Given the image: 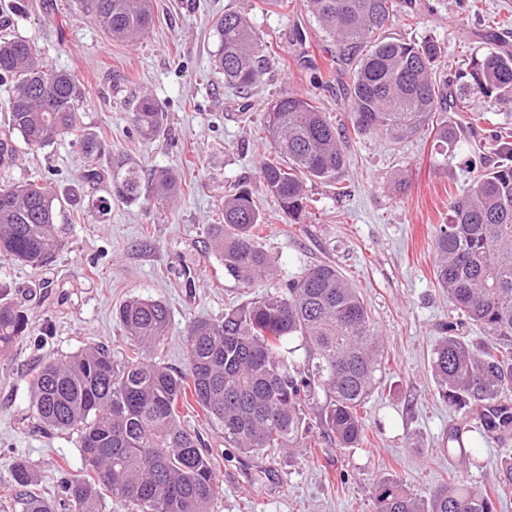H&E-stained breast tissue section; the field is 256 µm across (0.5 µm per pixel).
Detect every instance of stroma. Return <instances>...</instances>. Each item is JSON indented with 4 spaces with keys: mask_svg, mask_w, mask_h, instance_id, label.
Segmentation results:
<instances>
[{
    "mask_svg": "<svg viewBox=\"0 0 512 512\" xmlns=\"http://www.w3.org/2000/svg\"><path fill=\"white\" fill-rule=\"evenodd\" d=\"M15 2L0 0V36L29 40L49 67L74 76L83 92L81 128L137 161L145 175L169 169L181 189L169 203L113 202L101 224L69 214L72 230L50 267L0 257V286L30 319L29 333L0 354V475L25 459L48 498L57 494L60 472L85 478L76 437L36 428L30 376L43 361L100 341L126 349L115 311L129 298L165 302L168 340L156 358L179 369L193 320L222 318L258 291L274 292L328 263L361 292L387 356L364 406L366 436L342 449L317 433L302 451L246 458L196 403L186 404L181 420L198 433L222 486L211 512H374L373 485L391 476L422 499L453 477L494 493L495 512H512V485L504 484L500 467L512 433L486 439L477 463L449 456L448 429L463 415L439 396L430 368L450 309L435 281L434 236L448 221L449 197L468 188L474 171L497 162L486 146L489 127L476 113L494 110L500 129L512 133V102L494 107L468 92L467 111L444 114L458 143L424 132L397 144L348 131L349 72L304 0H287L283 8L267 0H153L154 23L135 45L110 41L77 0H25L21 12ZM228 10L251 23L272 55L271 68L246 93L225 84L214 65L213 23ZM410 11L418 23L398 21L393 35L436 40L445 76L455 77L488 50L512 53V0H412ZM117 74L122 84H114ZM291 90L314 96L347 130L346 164L335 180L308 184L311 208L303 224L290 223L259 174L260 161L275 157L260 140L268 108ZM145 94L167 114L164 134L153 140L129 119V101ZM13 146L11 181L40 172L54 186L89 193L82 174L90 161L76 135L45 148L17 136ZM404 175L411 183L402 191ZM239 186L264 217L259 242L277 267L257 290L225 275L205 245L220 199Z\"/></svg>",
    "mask_w": 512,
    "mask_h": 512,
    "instance_id": "1",
    "label": "stroma"
}]
</instances>
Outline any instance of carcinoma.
I'll list each match as a JSON object with an SVG mask.
<instances>
[{"instance_id":"obj_1","label":"carcinoma","mask_w":512,"mask_h":512,"mask_svg":"<svg viewBox=\"0 0 512 512\" xmlns=\"http://www.w3.org/2000/svg\"><path fill=\"white\" fill-rule=\"evenodd\" d=\"M114 42L136 44L153 20L151 0H78ZM402 0H307L317 23L349 62L348 112L356 134L408 139L435 131L444 144L455 129L437 114L448 111V82L436 77L440 45L386 34ZM219 47L215 66L224 82L247 90L271 60L251 24L229 11L214 24ZM16 77L8 100V133L0 136V166L11 161L12 136L45 147L79 127L82 92L74 77L50 68L33 45L18 36L0 38V80ZM461 85L493 102L512 101V54L488 51L458 74ZM130 121L145 138L156 137L165 112L148 95L132 104ZM264 141L285 165L265 163L264 185L294 224L308 216L306 182L330 181L345 164L341 133L306 94L289 93L271 104ZM83 152L98 157L109 148L98 136L80 140ZM499 161L468 191L448 205V223L435 236V277L448 296L450 331L435 347L431 370L439 394L458 411L479 412V424L448 430V452L475 461L486 432L507 429L512 414L499 406L512 391V140L495 136ZM83 182L105 185L106 195L85 207L103 222L112 200L142 201L138 165L112 155L105 172L93 166ZM177 177L155 175L154 198L172 199ZM222 224L209 228L224 273L254 286L273 273L259 243L263 223L251 193L238 189L220 201ZM81 206L70 188L35 178L0 185V256L31 267L50 265L72 229L59 219ZM130 340L116 355L97 344L49 361L32 376V412L48 431L77 435L86 471L61 475L57 498L32 490L34 475L18 460L0 487L12 492L11 512H100L102 492L137 512H211L219 490L196 435L180 420L178 405L191 396L205 417L224 430V439L244 455L303 447L322 432L342 448L363 440L361 409L379 383L384 349L359 293L336 267L321 264L285 288L224 313L220 320L197 319L186 336L184 368L152 358L164 344L169 311L160 300L131 298L116 312ZM470 323L486 340L474 347L453 332ZM28 330L24 312L0 287V352ZM323 403L308 413L315 389ZM375 512H494L486 492L461 482L413 496L397 478L373 488Z\"/></svg>"}]
</instances>
